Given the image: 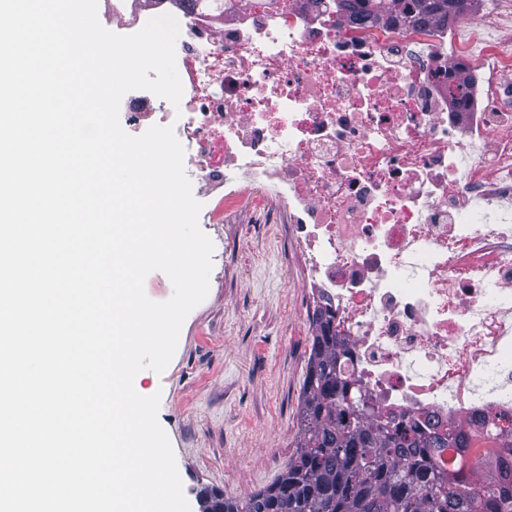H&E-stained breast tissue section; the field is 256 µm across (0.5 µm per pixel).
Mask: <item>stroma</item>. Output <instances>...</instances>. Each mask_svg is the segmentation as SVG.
<instances>
[{"label":"stroma","instance_id":"obj_1","mask_svg":"<svg viewBox=\"0 0 512 512\" xmlns=\"http://www.w3.org/2000/svg\"><path fill=\"white\" fill-rule=\"evenodd\" d=\"M192 193L214 244L209 292L163 373L143 370L134 386L159 395L158 422L191 512H200L201 490L243 497L287 465L313 329L281 225L208 223L219 190L196 183Z\"/></svg>","mask_w":512,"mask_h":512}]
</instances>
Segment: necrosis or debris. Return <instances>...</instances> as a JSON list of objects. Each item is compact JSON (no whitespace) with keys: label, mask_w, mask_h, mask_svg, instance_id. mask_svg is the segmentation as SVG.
<instances>
[{"label":"necrosis or debris","mask_w":512,"mask_h":512,"mask_svg":"<svg viewBox=\"0 0 512 512\" xmlns=\"http://www.w3.org/2000/svg\"><path fill=\"white\" fill-rule=\"evenodd\" d=\"M165 13L184 103L129 91V124L173 127L224 190L217 221L286 225L307 310L333 316L378 410L512 453V0L425 29L333 0L109 4L130 34Z\"/></svg>","instance_id":"1"}]
</instances>
